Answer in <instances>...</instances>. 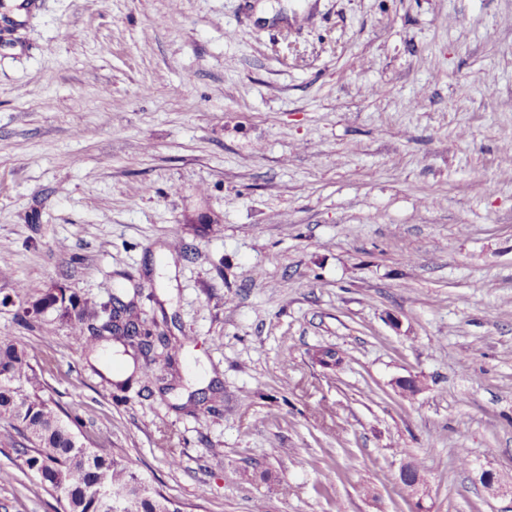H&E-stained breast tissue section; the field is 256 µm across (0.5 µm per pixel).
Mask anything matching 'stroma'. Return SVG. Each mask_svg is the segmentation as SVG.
I'll return each instance as SVG.
<instances>
[{
    "label": "stroma",
    "instance_id": "1",
    "mask_svg": "<svg viewBox=\"0 0 512 512\" xmlns=\"http://www.w3.org/2000/svg\"><path fill=\"white\" fill-rule=\"evenodd\" d=\"M17 2L0 296L181 346L146 387L0 307L47 395L183 512H512L476 476L512 482V0ZM1 468L0 512H61L0 431ZM23 309V317L28 320L39 322L41 316L47 313L55 314L53 320H57L68 329L69 337L77 342H84L89 338L86 330L95 339H111L121 343L124 347L136 345L138 351L148 354L156 339L164 347H168L166 361L171 369V378H176L177 372L173 370V360L177 355V345L166 344V337L158 331L156 322L152 327L147 325L144 318L140 316L133 301L123 303L119 300L112 303V300L105 304L91 302L88 299L80 298L75 293L67 294L66 288H60V292L53 293V289L46 292L43 297L36 300ZM98 307L105 314L98 326L89 327V322L99 318Z\"/></svg>",
    "mask_w": 512,
    "mask_h": 512
}]
</instances>
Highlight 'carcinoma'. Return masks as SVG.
I'll use <instances>...</instances> for the list:
<instances>
[{"label": "carcinoma", "mask_w": 512, "mask_h": 512, "mask_svg": "<svg viewBox=\"0 0 512 512\" xmlns=\"http://www.w3.org/2000/svg\"><path fill=\"white\" fill-rule=\"evenodd\" d=\"M47 313L77 342L111 339L144 354L156 341L166 344L157 323L147 325L132 301L97 305L62 288L23 308V317L36 322ZM62 414L59 404L45 397L42 369L29 348L1 337L0 428L28 470L57 496L62 512H183L127 461L91 447L90 438L74 429L76 420ZM125 488L133 497L119 508L98 496Z\"/></svg>", "instance_id": "1"}]
</instances>
